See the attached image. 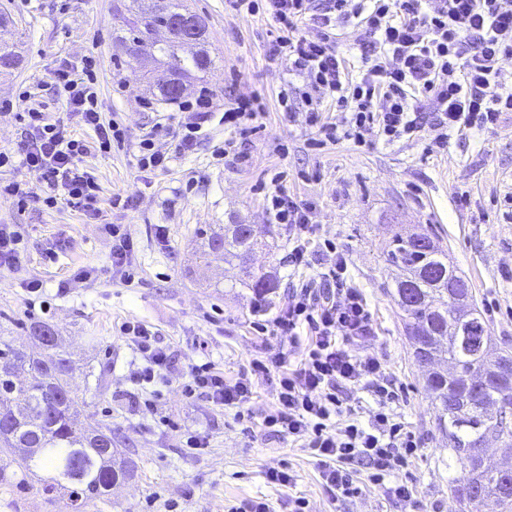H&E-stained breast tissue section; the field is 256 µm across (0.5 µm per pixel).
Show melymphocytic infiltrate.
<instances>
[{
  "label": "lymphocytic infiltrate",
  "instance_id": "1",
  "mask_svg": "<svg viewBox=\"0 0 512 512\" xmlns=\"http://www.w3.org/2000/svg\"><path fill=\"white\" fill-rule=\"evenodd\" d=\"M232 7L266 11L275 22L277 36L268 61L298 78L294 91L308 107L307 125L316 130L313 146L342 139L368 146L418 136L422 124L414 104L420 98L433 107L439 134L431 146L439 151L447 147L451 132L486 130L497 125L501 113L512 112V87L499 80L501 61L512 57V0H435L429 11L423 10L422 0H323L318 10L312 0H232ZM307 18L320 28L319 36L300 34L299 25ZM340 23L353 24L364 37L355 77L335 46ZM54 78L67 95L71 116L93 128L99 151L123 143L122 129L103 121L98 110L92 68L77 71L65 65ZM327 98L340 108L341 122L323 120L320 106ZM211 107L204 88L195 102H179L185 118L177 151L193 149ZM18 119L24 136L15 148L0 151V168L16 165L45 183L44 206L62 202L87 219H100L99 186L81 166L90 147L64 126L48 122L38 108L24 107ZM266 201L272 223L292 232L289 266L314 265L316 257L307 247L316 233L311 205L281 190L268 194ZM346 270L344 255L337 254L326 271L303 283L265 321L263 331L286 341L288 350L265 351L251 361L248 372L232 379L214 363L193 366L187 392L203 391L213 404L240 410L259 383L268 384L274 402L264 427L292 438L315 458L329 491L358 496L355 476L364 468L383 497L413 507L414 486L400 473L417 456L422 441L394 408L398 394L382 359L362 349L371 338L372 315L363 295L348 286ZM120 333L141 360L131 383H164L169 354L156 332L126 322ZM297 346L302 353L295 360L290 350ZM347 390L371 396L376 409L367 421L353 418L342 399Z\"/></svg>",
  "mask_w": 512,
  "mask_h": 512
}]
</instances>
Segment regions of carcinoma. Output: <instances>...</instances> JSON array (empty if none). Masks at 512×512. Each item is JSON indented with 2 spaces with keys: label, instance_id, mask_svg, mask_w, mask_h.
Instances as JSON below:
<instances>
[{
  "label": "carcinoma",
  "instance_id": "carcinoma-1",
  "mask_svg": "<svg viewBox=\"0 0 512 512\" xmlns=\"http://www.w3.org/2000/svg\"><path fill=\"white\" fill-rule=\"evenodd\" d=\"M187 5L183 0H133L116 41L135 58L156 63L155 96L161 101L178 98L177 82L189 83L211 65L206 50L207 32H202L192 51L179 33L169 29L170 20ZM271 227L226 224L206 235V249L224 253L236 261L245 278L242 284L262 297L274 288L269 276L251 270L249 261L259 248L271 249ZM429 240L423 250L416 241ZM386 261L398 270L393 297L403 313L404 331L419 364L452 365L454 378L440 371L425 375L424 387L436 409V428L448 438V450L463 463L465 475L451 483L450 491L464 512H512V492L506 490L499 471L480 463V451L491 440L512 454V354L500 350L503 362L498 377L468 403L459 402L470 377L490 369L476 349L464 345L461 336L448 335L456 323V308L448 302V280L463 281V275L448 266L447 254L426 233L414 232L392 241ZM29 335L53 351L50 360H40L11 342L0 339V450L25 448L15 460L16 468L0 467L1 487H31L45 496L68 492L66 512L87 508L108 495L112 485L133 476L135 465L120 460L112 425H85L80 419L84 401L73 389L68 353L58 344V333L48 323H34ZM497 406L505 419L492 420L487 409ZM36 469L47 476L35 485L28 481Z\"/></svg>",
  "mask_w": 512,
  "mask_h": 512
}]
</instances>
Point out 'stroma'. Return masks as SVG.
Here are the masks:
<instances>
[{
  "label": "stroma",
  "mask_w": 512,
  "mask_h": 512,
  "mask_svg": "<svg viewBox=\"0 0 512 512\" xmlns=\"http://www.w3.org/2000/svg\"><path fill=\"white\" fill-rule=\"evenodd\" d=\"M127 2L0 0V13L11 19L0 38L22 50L18 69L0 70V149L15 147L23 135L16 117L22 93L49 122L93 141V131L70 117L53 81L64 62H95L102 118L126 133L124 145L91 151L82 166L99 185L105 224L126 225L133 238L132 279L109 268L105 224L62 203L20 207L0 198V224L18 225L25 242L20 264L0 271V337L31 352L25 324L54 325L72 354L73 385L85 400L82 421L111 423L135 464L133 477L90 512H167L172 502L176 512H225L226 504L254 497L269 499L274 512H289L295 496L308 499L310 512H403L363 474L359 496L334 498L314 458L291 439L265 433L272 402L266 388H259L244 423L206 396L183 395L191 366L210 360L234 378L266 348L256 329L266 315L255 312L252 290L238 285V267L220 255L200 262L197 253L202 232L214 225L268 223L265 197L278 188L313 203L310 221L318 231L311 250L333 240L348 258V282L368 301L374 334L367 349L384 360L398 388V410L425 443L407 472L422 512H461L449 485L462 478V467L435 429V409L390 294L395 270L386 254L395 233L431 232L471 282L493 342L512 349V218L505 216L512 211V112L494 128L451 136L447 148L433 153L428 145L438 130L430 117L412 140L314 147L305 105L292 120L279 103L288 75L267 61L274 30L269 15L237 12L228 0H186L208 25L213 64L195 85L210 89L214 116L186 154L175 150L178 124L157 130V142L173 149V159L168 169L144 171L138 143L171 107L154 102L143 66L114 42ZM250 95L263 98L266 114L244 144L246 159L226 160L217 150L232 133L218 114ZM117 194L133 197V206L109 208ZM463 195L468 204H460ZM160 224L168 233L164 245L155 237ZM288 235L277 225L275 248L252 256L255 269L275 282L268 296L275 308L311 275L289 267ZM51 251L57 254L52 261ZM79 267L91 278L71 282ZM32 277L44 282L49 312L34 306L23 288ZM125 321L151 326L172 356L169 382L157 396L127 380L136 355L119 337ZM188 434L205 437L207 448L190 453ZM284 464L293 467L295 485L267 484L265 471Z\"/></svg>",
  "instance_id": "obj_1"
}]
</instances>
